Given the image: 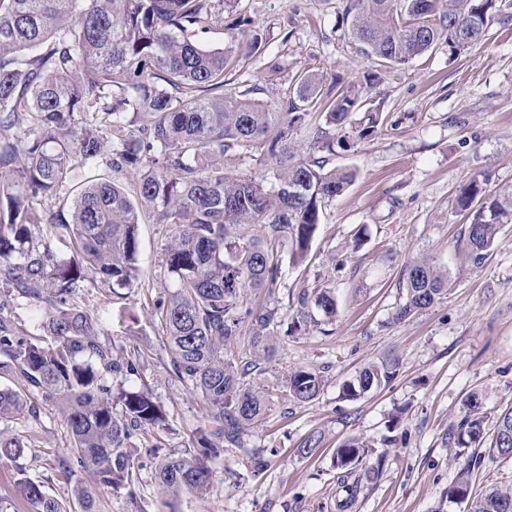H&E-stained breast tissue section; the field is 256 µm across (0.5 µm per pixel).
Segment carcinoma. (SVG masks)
Masks as SVG:
<instances>
[{"mask_svg": "<svg viewBox=\"0 0 512 512\" xmlns=\"http://www.w3.org/2000/svg\"><path fill=\"white\" fill-rule=\"evenodd\" d=\"M512 20L503 0H346L343 20L374 68L339 93L322 91L311 75L295 79L279 107L226 92L231 48L207 49L200 38L224 25V0H0V374L22 385L0 387V423L37 413L36 402L61 408L71 455L58 469L81 512H97L96 492L133 495L141 465L128 451L139 431L164 429L160 405L145 390L124 391L114 412L112 372H135L140 355L118 362L101 341L107 310L80 309L74 298L91 275L111 291L141 279L139 224L169 228L160 271L173 289L154 302L170 369L209 408L196 428L199 449L163 457L155 479L178 495L208 489L209 461L221 443H236L265 410L249 379L263 371L259 355L273 350L281 322L275 292L281 248L305 260L322 208L341 195L354 172L330 166L344 147L346 126L363 139L377 115L352 116L367 105L380 67L402 65L437 43L453 57L476 43L489 22ZM323 111L324 122L310 114ZM303 129L310 154L292 151ZM233 154L263 168L259 177L228 169ZM133 172L128 189L121 176ZM469 219L462 247L481 267L499 226L512 222V194L487 193L472 180L457 198ZM406 302L396 320L430 308L448 289V273L423 258L401 274ZM30 300L45 316L34 331L18 325L4 297ZM313 303L336 313L329 288H304L301 322ZM248 336L249 354L224 351ZM398 363H372L343 385L357 399L393 378ZM321 376L297 369L285 395L314 400ZM478 404L469 406L454 436L456 458L484 439ZM321 437L296 448L311 457ZM32 443L0 427V460H18ZM490 448L512 457V407L497 421ZM369 445L350 437L335 449L334 467L352 473ZM86 473L89 485L76 473ZM473 468H459L448 498L469 512H502L512 493L497 488L472 497ZM19 499L30 512H66L44 483L19 469Z\"/></svg>", "mask_w": 512, "mask_h": 512, "instance_id": "obj_1", "label": "carcinoma"}]
</instances>
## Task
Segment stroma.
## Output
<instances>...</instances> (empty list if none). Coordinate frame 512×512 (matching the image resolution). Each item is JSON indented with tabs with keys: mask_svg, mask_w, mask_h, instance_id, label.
Listing matches in <instances>:
<instances>
[{
	"mask_svg": "<svg viewBox=\"0 0 512 512\" xmlns=\"http://www.w3.org/2000/svg\"><path fill=\"white\" fill-rule=\"evenodd\" d=\"M240 7L262 35L261 47L252 46V34L222 27L201 42L234 48L237 63L228 78L254 99L274 104L288 98L299 73L341 86L361 80L371 66L339 24L343 0H241ZM273 60L280 70L270 69ZM372 96L383 104L376 133L350 137L332 159L333 166L355 169V181L326 204L306 262L283 261L278 280L284 324L297 313L303 283L331 289L336 313L312 309V322L277 339L255 380L266 410L238 444H225L206 494H161L155 462L145 456L154 445L166 454L191 447L192 432L208 412L170 372L152 316V301L172 287L158 267L167 228L140 225L143 277L123 297L92 278L80 288L79 306L111 310L103 340L114 355L143 353L138 372L113 375V387L148 389L166 413L165 430L134 441L133 454L143 464L135 491L146 512H339L344 493L333 451L354 436L371 443L373 453L357 469L360 487L350 512H469L468 504L448 500L459 468L449 439L470 397L481 402L488 435L499 411L512 405V224L502 225L482 268L464 267L468 219L457 196L475 179L488 193L512 192V22L492 20L483 40L459 55L449 56L440 44L382 69ZM424 256L447 270L448 291L429 309L396 320L405 301L400 273ZM385 359L398 362L391 381L360 398L344 397L345 381ZM298 368L324 380L319 396L306 404L281 394L288 373ZM11 427L31 437L32 446L19 461H0V512H29L15 493L22 469L76 512L57 469L70 451L64 415L43 406ZM311 433L321 438L318 452L297 455V444ZM473 454V494L512 490V459L486 446ZM260 457L267 466L258 472ZM137 507L123 491L100 496V512Z\"/></svg>",
	"mask_w": 512,
	"mask_h": 512,
	"instance_id": "stroma-1",
	"label": "stroma"
}]
</instances>
